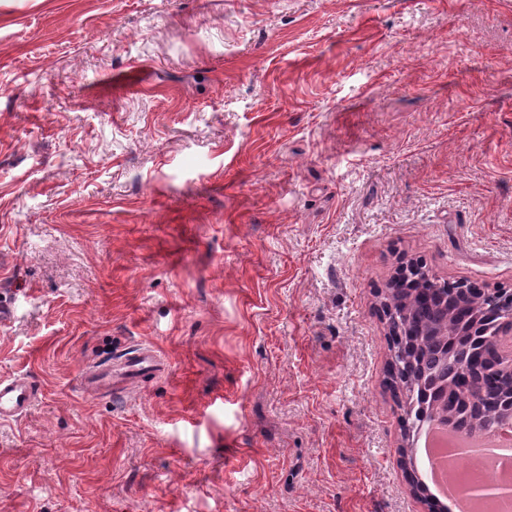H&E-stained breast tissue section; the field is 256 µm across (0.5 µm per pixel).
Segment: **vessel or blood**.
<instances>
[{
  "label": "vessel or blood",
  "instance_id": "1",
  "mask_svg": "<svg viewBox=\"0 0 512 512\" xmlns=\"http://www.w3.org/2000/svg\"><path fill=\"white\" fill-rule=\"evenodd\" d=\"M161 357L150 346H138L121 356L119 362L82 373L78 380L81 392L99 394L123 387L129 380L159 374ZM35 399V391L25 378L0 379V421L17 418L27 411Z\"/></svg>",
  "mask_w": 512,
  "mask_h": 512
}]
</instances>
